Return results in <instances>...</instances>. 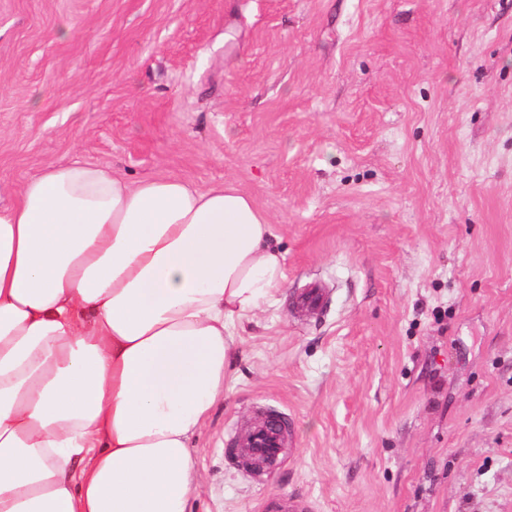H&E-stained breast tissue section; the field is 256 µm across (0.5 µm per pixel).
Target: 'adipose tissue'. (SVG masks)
<instances>
[{"mask_svg":"<svg viewBox=\"0 0 512 512\" xmlns=\"http://www.w3.org/2000/svg\"><path fill=\"white\" fill-rule=\"evenodd\" d=\"M234 186L69 161L0 209V512H188L191 442L283 286Z\"/></svg>","mask_w":512,"mask_h":512,"instance_id":"1","label":"adipose tissue"}]
</instances>
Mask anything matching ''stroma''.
Masks as SVG:
<instances>
[{
	"instance_id": "stroma-1",
	"label": "stroma",
	"mask_w": 512,
	"mask_h": 512,
	"mask_svg": "<svg viewBox=\"0 0 512 512\" xmlns=\"http://www.w3.org/2000/svg\"><path fill=\"white\" fill-rule=\"evenodd\" d=\"M73 159L233 184L286 256L190 512H512V0H0V207ZM325 295L322 288L313 285L305 288L294 300V304L304 312H318L324 307ZM241 455L251 466L265 473L281 464L285 448V424L277 414H270L239 443ZM264 510L268 512H312L309 501L305 497L285 496L274 502L264 505Z\"/></svg>"
}]
</instances>
